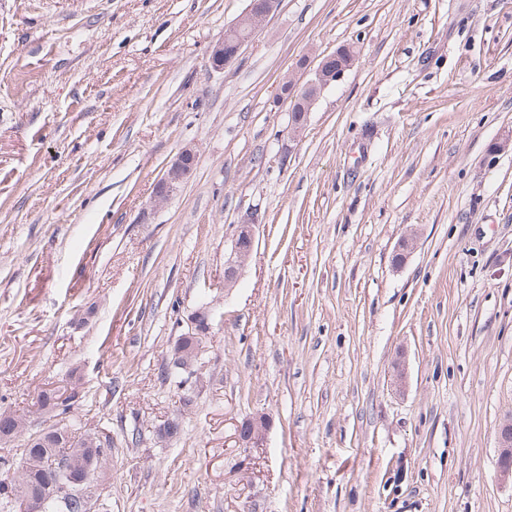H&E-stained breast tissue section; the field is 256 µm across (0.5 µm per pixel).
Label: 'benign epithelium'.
<instances>
[{
  "label": "benign epithelium",
  "instance_id": "7a95c632",
  "mask_svg": "<svg viewBox=\"0 0 512 512\" xmlns=\"http://www.w3.org/2000/svg\"><path fill=\"white\" fill-rule=\"evenodd\" d=\"M281 0H250L246 11L224 31V38L215 43L208 56L210 66L215 70H224L231 66L241 55L247 43L260 32L268 19L277 11ZM334 55L321 58L313 71V76L302 85L290 81L282 83L278 98L300 104L301 111L290 113L286 139L282 148L292 150L291 143L298 137L307 123L312 105L320 93L333 83L340 81L347 68L331 64ZM195 152L190 147L183 148L171 161L163 176L159 179L153 196V205L165 203L191 176L194 169ZM255 246V225L241 224L232 241L230 252L224 256V288L230 289L237 283ZM211 305L200 306L187 319V335L202 336L209 328ZM270 419L256 416L236 425L235 439L242 448H257L262 445ZM500 448V472L504 477H512V419L505 420L498 431ZM98 469L86 467L83 478L64 487V491L78 500L83 512H94L95 495L87 485L92 481Z\"/></svg>",
  "mask_w": 512,
  "mask_h": 512
}]
</instances>
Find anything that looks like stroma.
<instances>
[{
  "instance_id": "stroma-1",
  "label": "stroma",
  "mask_w": 512,
  "mask_h": 512,
  "mask_svg": "<svg viewBox=\"0 0 512 512\" xmlns=\"http://www.w3.org/2000/svg\"><path fill=\"white\" fill-rule=\"evenodd\" d=\"M247 5L0 0V405L43 429L77 374L112 512H512V0H282L211 69ZM346 45L284 152L280 84ZM206 302L198 376L170 384ZM246 11L224 31V38L215 43L208 56L210 66L225 70L241 55L247 43L260 32L268 19L277 11L281 0H250ZM249 31L243 36L241 31ZM195 152L190 147L183 148L171 161L159 179L153 196V205L164 204L191 176L194 169ZM255 246V224H240L230 252L224 256V287L233 288ZM211 305L203 304L194 313H192L187 319L188 331L184 336H202L210 328L209 320L211 315ZM206 328V330H204ZM184 336H180L178 341L174 345V349L187 348L191 346V340L186 339ZM183 341L184 344L180 345L179 342ZM270 419L266 416H256L236 425L235 439L242 448H257L262 445ZM500 448V472L504 477H512V419L505 420L498 431Z\"/></svg>"
}]
</instances>
